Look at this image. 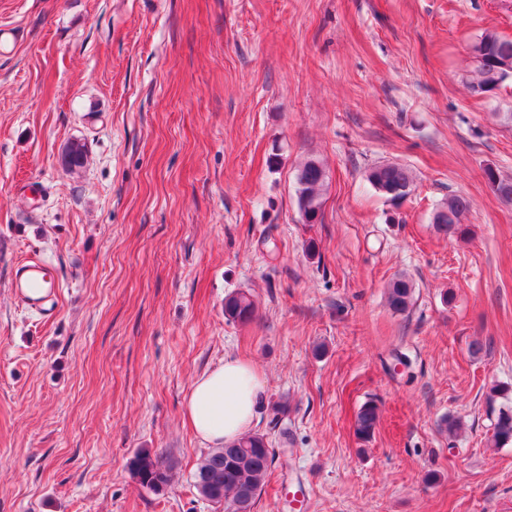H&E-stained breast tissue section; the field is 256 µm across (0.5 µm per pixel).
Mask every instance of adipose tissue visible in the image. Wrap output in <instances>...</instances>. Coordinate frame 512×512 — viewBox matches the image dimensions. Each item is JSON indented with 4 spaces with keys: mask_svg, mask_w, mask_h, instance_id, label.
I'll list each match as a JSON object with an SVG mask.
<instances>
[{
    "mask_svg": "<svg viewBox=\"0 0 512 512\" xmlns=\"http://www.w3.org/2000/svg\"><path fill=\"white\" fill-rule=\"evenodd\" d=\"M264 392V378L251 361L228 357L194 381L183 417L200 444L228 445L256 426Z\"/></svg>",
    "mask_w": 512,
    "mask_h": 512,
    "instance_id": "ef3b65f1",
    "label": "adipose tissue"
}]
</instances>
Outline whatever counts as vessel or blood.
I'll return each instance as SVG.
<instances>
[{
	"mask_svg": "<svg viewBox=\"0 0 512 512\" xmlns=\"http://www.w3.org/2000/svg\"><path fill=\"white\" fill-rule=\"evenodd\" d=\"M58 286L56 269L38 258L18 261L10 275V287L18 303L47 317L54 314Z\"/></svg>",
	"mask_w": 512,
	"mask_h": 512,
	"instance_id": "vessel-or-blood-1",
	"label": "vessel or blood"
}]
</instances>
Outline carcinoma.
Returning a JSON list of instances; mask_svg holds the SVG:
<instances>
[{"label":"carcinoma","mask_w":512,"mask_h":512,"mask_svg":"<svg viewBox=\"0 0 512 512\" xmlns=\"http://www.w3.org/2000/svg\"><path fill=\"white\" fill-rule=\"evenodd\" d=\"M474 69L468 81L471 92L483 96L499 89L511 76H506L504 66L512 65V39L502 38L495 32L485 33L473 45ZM485 177L491 190L503 201L512 202V179L503 178L488 168ZM367 180L389 202L398 204L414 189L410 171L395 163L371 167ZM326 172L315 159L303 162L296 174V205L306 224H318L323 219V191ZM470 209L469 200L451 194L440 202L433 214V224L438 232L449 237L467 234L464 220ZM413 282L399 276L387 287V304L395 313L406 312L412 304ZM255 302L252 296L237 292L224 299V318L230 322L245 324L253 319ZM379 421L378 407L364 404L355 419L356 435L367 440L373 437ZM491 441L495 446L512 442V409L499 412L493 427ZM276 460L263 434H249L237 442L215 448L201 460L193 475V487L207 501L224 506V512H251L261 495L266 477ZM129 470L141 486L161 494L171 482V466L158 455L142 448L128 463Z\"/></svg>","instance_id":"obj_1"}]
</instances>
